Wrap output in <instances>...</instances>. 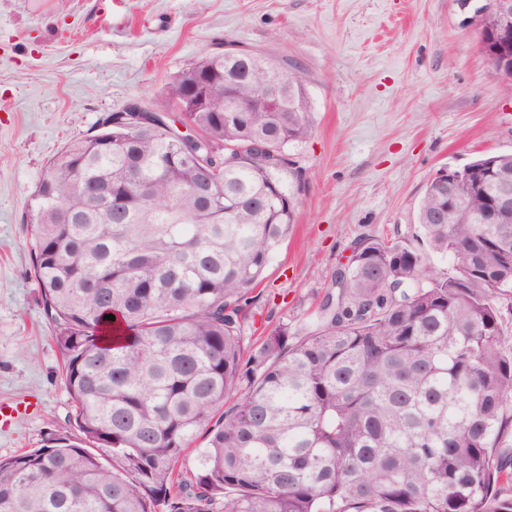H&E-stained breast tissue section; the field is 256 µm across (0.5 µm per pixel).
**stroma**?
Returning a JSON list of instances; mask_svg holds the SVG:
<instances>
[{"mask_svg": "<svg viewBox=\"0 0 512 512\" xmlns=\"http://www.w3.org/2000/svg\"><path fill=\"white\" fill-rule=\"evenodd\" d=\"M458 0H0V400L36 403L0 426V456L67 430L54 327L27 223L50 160L225 45L303 70L315 112L288 148L307 179L298 222L245 311L244 350L314 316L355 239L417 234L427 183L477 152H512V85Z\"/></svg>", "mask_w": 512, "mask_h": 512, "instance_id": "stroma-1", "label": "stroma"}]
</instances>
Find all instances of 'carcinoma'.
<instances>
[{
    "label": "carcinoma",
    "instance_id": "obj_1",
    "mask_svg": "<svg viewBox=\"0 0 512 512\" xmlns=\"http://www.w3.org/2000/svg\"><path fill=\"white\" fill-rule=\"evenodd\" d=\"M205 70L199 139L114 112L34 192L79 435L0 457V512H512V217L490 220L512 152L431 180L415 239L357 240L318 328L292 343L283 324L245 360L244 306L306 190L272 154L315 117L303 71L251 51L202 55L168 106ZM278 78L281 111H236Z\"/></svg>",
    "mask_w": 512,
    "mask_h": 512
}]
</instances>
